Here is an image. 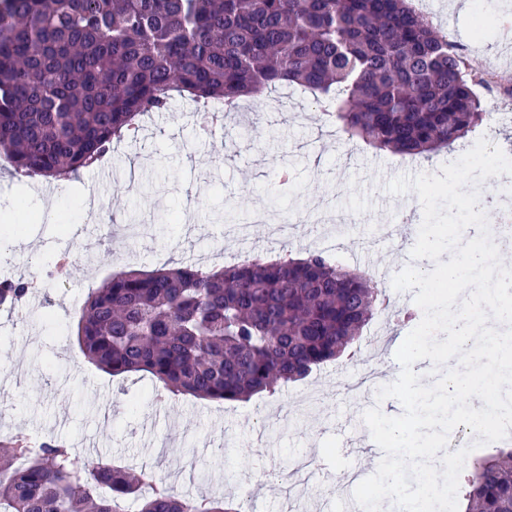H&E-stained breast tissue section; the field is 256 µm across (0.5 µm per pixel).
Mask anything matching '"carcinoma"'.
<instances>
[{
	"mask_svg": "<svg viewBox=\"0 0 512 512\" xmlns=\"http://www.w3.org/2000/svg\"><path fill=\"white\" fill-rule=\"evenodd\" d=\"M412 0H0V165L71 179L175 92L226 109L295 85L335 101L348 139L416 157L454 150L491 120L479 72ZM0 282V304L28 294ZM367 272L312 251L112 273L79 309L83 356L112 376L146 372L175 396L274 395L343 357L379 298ZM151 481L60 445L0 452V512H240L144 493ZM460 512H512V448L474 461Z\"/></svg>",
	"mask_w": 512,
	"mask_h": 512,
	"instance_id": "obj_1",
	"label": "carcinoma"
}]
</instances>
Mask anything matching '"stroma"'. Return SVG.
I'll use <instances>...</instances> for the list:
<instances>
[{
	"instance_id": "35a3bbf8",
	"label": "stroma",
	"mask_w": 512,
	"mask_h": 512,
	"mask_svg": "<svg viewBox=\"0 0 512 512\" xmlns=\"http://www.w3.org/2000/svg\"><path fill=\"white\" fill-rule=\"evenodd\" d=\"M429 2L434 23L460 44L470 65L493 67L498 85L512 86V65L504 59L512 48V0L488 9L481 38L472 31V10L454 0ZM278 97L273 90L246 101L208 137L196 132L194 102L174 98L167 111L144 119L138 137L113 144L105 181L95 167L63 182L0 175L8 199L25 202L14 211L23 234L0 233V280L39 282L25 321L0 306V357L12 362L11 370L0 372L1 445L24 436L77 453L91 442L95 457L152 470L183 496L236 499L242 512H290L297 501L289 492L293 465L309 459L322 472L310 495L313 512H343L346 501L364 499L375 466L363 456L361 441L382 431L383 404L401 406L410 423L425 416L427 395L407 373L418 324L389 329L370 322L353 360L328 364L276 395L239 402L164 396L146 373L114 377L98 369L74 340L76 313L88 292L130 252L145 270L329 252L367 272L383 270L391 302L421 309L467 288L464 280L448 283L432 274L412 282L408 274L430 248L453 241L452 225L438 223L436 214L449 208L463 213L474 177L468 165L449 162L444 151L413 159L374 152L338 134L310 93L293 92L284 105ZM283 167L290 175L285 187L276 180ZM92 195L112 216L111 232L90 231L82 204ZM320 199L359 213V221L303 223ZM414 201L418 223L434 228L432 247L414 234L398 243L378 239L379 228ZM50 203L68 214L67 223L37 220ZM257 205L291 221L287 238L272 239L260 225L247 236L227 234L228 213L245 215ZM80 225L88 228L94 261L76 259L69 274L48 277ZM369 370L374 386L351 400L344 384ZM470 410V398L463 397L450 413L448 453L470 461L512 448V433L474 438L465 424Z\"/></svg>"
}]
</instances>
